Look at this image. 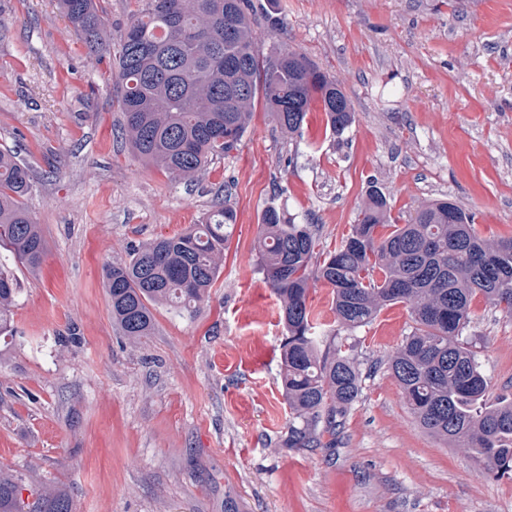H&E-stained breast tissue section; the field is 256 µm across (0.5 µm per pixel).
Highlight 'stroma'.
<instances>
[{
	"label": "stroma",
	"mask_w": 512,
	"mask_h": 512,
	"mask_svg": "<svg viewBox=\"0 0 512 512\" xmlns=\"http://www.w3.org/2000/svg\"><path fill=\"white\" fill-rule=\"evenodd\" d=\"M0 21V145L33 188L42 269H18L17 336L0 345V467L65 492L73 512H512V479L416 422L388 369L411 332L406 306L324 330L357 345L363 390L333 446L286 448L279 384L285 329L260 270L258 224L276 206L334 247L369 184L397 223L450 198L478 233L512 236V0H253L259 56L290 48L333 76L356 121L324 112L299 135L256 108L241 143L193 182L144 164L121 131L111 59L90 57L55 0H6ZM236 212L224 268L195 318L156 308L130 344L112 323L105 264ZM512 396V316L472 302L462 333Z\"/></svg>",
	"instance_id": "obj_1"
}]
</instances>
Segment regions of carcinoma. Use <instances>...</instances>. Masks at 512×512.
Listing matches in <instances>:
<instances>
[{
	"instance_id": "obj_1",
	"label": "carcinoma",
	"mask_w": 512,
	"mask_h": 512,
	"mask_svg": "<svg viewBox=\"0 0 512 512\" xmlns=\"http://www.w3.org/2000/svg\"><path fill=\"white\" fill-rule=\"evenodd\" d=\"M88 53L112 56V41L97 0H57ZM251 0H142L121 38L112 67L120 93L122 130L137 156L192 182L209 163L235 149L253 118L258 85L281 130L301 132L307 113L325 112L341 135L355 122L339 83L288 48L261 60ZM28 167L0 149V248L24 268L39 271L46 254L41 225L24 203ZM236 222L225 201L199 224L132 249L107 264L102 280L112 323L135 343L151 335L153 310L165 305L196 316L224 266L227 229ZM259 264L280 302L286 338L281 386L289 416L283 445L315 448L362 392L355 345L317 335L308 302L310 282L332 288L338 324L354 330L387 306L408 307L414 326L391 356L389 370L419 424L444 442L471 450L483 473L512 477V398L489 401L490 380L461 341L471 303L486 302L512 316V237L490 243L474 218L451 200L421 205L406 224L392 220L386 195L370 189L357 224L317 260L311 224L285 219L275 206L262 212ZM17 279L0 263V343L16 334ZM0 469V512H72L55 487L40 486L35 500Z\"/></svg>"
}]
</instances>
